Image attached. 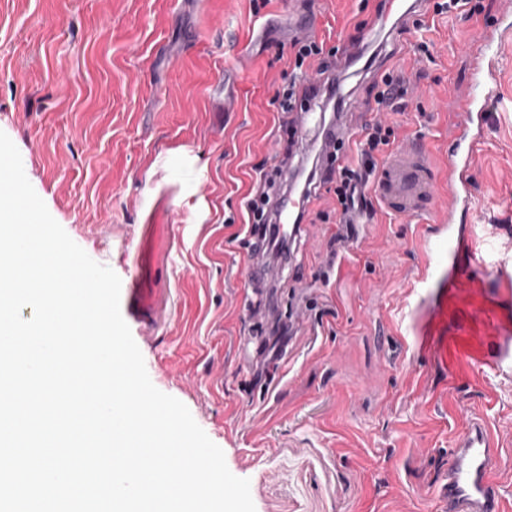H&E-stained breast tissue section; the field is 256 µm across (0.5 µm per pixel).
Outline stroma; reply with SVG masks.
Here are the masks:
<instances>
[{"label":"stroma","instance_id":"stroma-1","mask_svg":"<svg viewBox=\"0 0 512 512\" xmlns=\"http://www.w3.org/2000/svg\"><path fill=\"white\" fill-rule=\"evenodd\" d=\"M500 2L428 10L416 29L373 23L361 0H0V131L53 218L120 277L154 386L249 479L255 512H436L448 448L472 419L499 447L512 512V384L475 363L496 348L475 318L497 303L496 275H469L449 304L447 355L420 347L428 316L412 288L446 259L427 234L442 211L379 203L341 240L332 195L313 204L273 290L296 325L286 347L249 313L237 238L254 167L273 166L283 135L289 19L315 14L329 48L361 39L374 64L343 84L353 125L421 141L441 177L450 101L473 91L470 45ZM501 54L466 222L475 250L511 269L512 43ZM393 69L407 92L380 113L373 74Z\"/></svg>","mask_w":512,"mask_h":512}]
</instances>
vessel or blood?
<instances>
[{
  "mask_svg": "<svg viewBox=\"0 0 512 512\" xmlns=\"http://www.w3.org/2000/svg\"><path fill=\"white\" fill-rule=\"evenodd\" d=\"M512 38V0H501L494 23L481 27L473 54L472 75L477 93H470L456 104L458 121L451 138L448 156V218L435 229L442 236L448 252V267L423 272L414 290L421 302L427 303L431 321H439L441 307L458 288L465 271H484L488 263L473 251L472 231L457 221L467 205L469 172L473 167L488 108L497 93L501 71V44ZM319 124L318 166L330 164L339 143L355 138V130L346 113ZM375 192L390 210L420 215L438 203L428 151L422 142L414 141L395 152L383 164L376 179ZM277 238L292 240L300 231L298 214L289 194H282L271 214ZM467 256V269L457 268L458 257ZM283 255L265 252L259 238H251L248 276L257 295H267L276 271L286 263ZM487 322L497 336L498 350L494 356L482 358L495 377L512 382V322L487 313ZM502 463V456L483 423L474 420L454 441L450 453L446 482L439 494V512H501L499 490L493 477Z\"/></svg>",
  "mask_w": 512,
  "mask_h": 512,
  "instance_id": "vessel-or-blood-1",
  "label": "vessel or blood"
}]
</instances>
